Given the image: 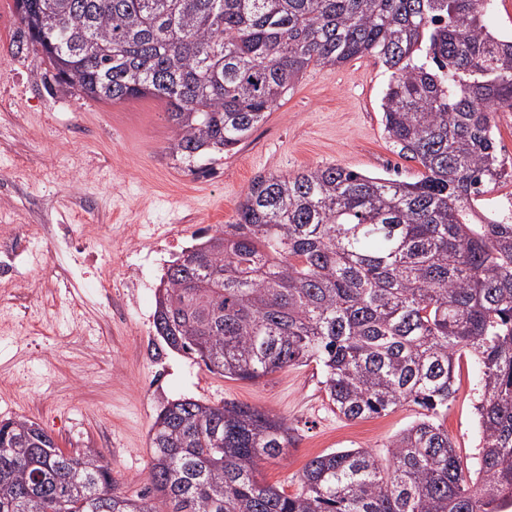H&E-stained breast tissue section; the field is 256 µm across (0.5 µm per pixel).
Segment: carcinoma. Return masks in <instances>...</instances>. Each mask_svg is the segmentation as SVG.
Masks as SVG:
<instances>
[{"label": "carcinoma", "instance_id": "obj_1", "mask_svg": "<svg viewBox=\"0 0 512 512\" xmlns=\"http://www.w3.org/2000/svg\"><path fill=\"white\" fill-rule=\"evenodd\" d=\"M493 0H13L19 53L94 101L165 100L191 164L248 139L309 67L371 55L382 122L414 182L339 165L255 176L235 223L165 273L154 326L221 376L322 368L340 416L412 403L383 453L309 460L289 493L258 465L295 445L285 419L183 398L149 435L147 488L125 495L97 448L71 456L0 420V512H512V223L473 205L506 176L492 119L512 110V37ZM478 367L475 465L436 421L461 361ZM488 23L493 30L512 32V0H494Z\"/></svg>", "mask_w": 512, "mask_h": 512}]
</instances>
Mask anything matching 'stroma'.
<instances>
[{"label":"stroma","instance_id":"35a3bbf8","mask_svg":"<svg viewBox=\"0 0 512 512\" xmlns=\"http://www.w3.org/2000/svg\"><path fill=\"white\" fill-rule=\"evenodd\" d=\"M19 25L13 0H0V227L29 237L12 284L0 286V420H32L70 454L102 449L122 490L137 495L151 426L177 399L235 401L285 418L298 441L259 471L290 493L315 456L382 449L418 419V407L405 405L345 420L316 364L228 379L170 349L154 327L155 292L177 250L234 223L256 175L336 164L417 180L420 165L384 131L379 60L307 69L236 152L185 166L168 154L163 100L92 101L49 88L39 58L15 52ZM63 222L85 253L54 246ZM476 399L466 362L441 422L468 465L480 437Z\"/></svg>","mask_w":512,"mask_h":512}]
</instances>
